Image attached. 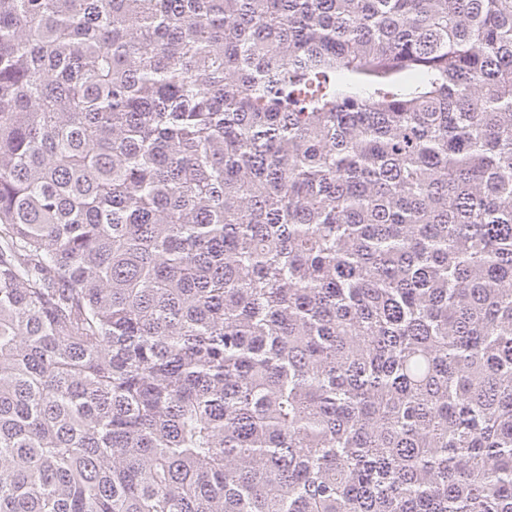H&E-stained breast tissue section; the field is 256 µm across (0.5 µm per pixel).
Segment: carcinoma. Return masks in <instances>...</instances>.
<instances>
[{"label": "carcinoma", "instance_id": "obj_1", "mask_svg": "<svg viewBox=\"0 0 512 512\" xmlns=\"http://www.w3.org/2000/svg\"><path fill=\"white\" fill-rule=\"evenodd\" d=\"M0 512H512V0H0Z\"/></svg>", "mask_w": 512, "mask_h": 512}]
</instances>
